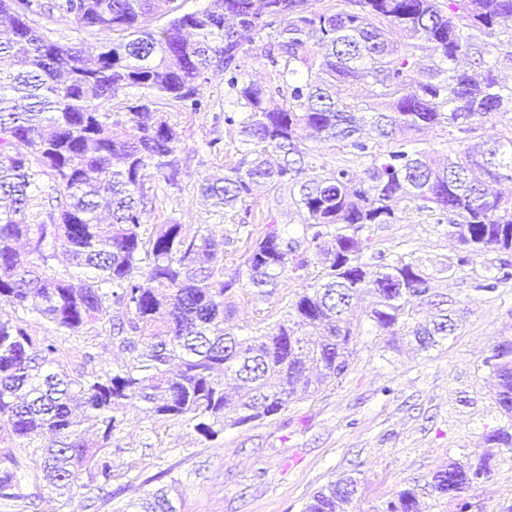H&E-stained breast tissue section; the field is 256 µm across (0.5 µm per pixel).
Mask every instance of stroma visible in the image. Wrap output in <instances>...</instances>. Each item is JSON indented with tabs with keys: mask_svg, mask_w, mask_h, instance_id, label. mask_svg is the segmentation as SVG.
Returning a JSON list of instances; mask_svg holds the SVG:
<instances>
[{
	"mask_svg": "<svg viewBox=\"0 0 512 512\" xmlns=\"http://www.w3.org/2000/svg\"><path fill=\"white\" fill-rule=\"evenodd\" d=\"M205 111L189 112L162 103L181 141L180 184L149 183L151 201L143 216L148 231L178 224L185 235L206 228L224 244V267H241L256 238L268 227L302 241L304 214L296 194L273 184L255 187L245 203L215 216L203 199V179L221 176L238 164L243 149L240 125L226 124L233 111L223 74L209 73L202 87ZM219 141L220 151L207 147ZM392 224H375L367 234L373 249L408 253L434 279L437 301L459 310V326L442 345L421 351L401 342L391 348L385 337L363 326L352 367L340 383L320 386L292 402L281 414L234 425L208 439L193 423L150 411L139 400L118 412L119 426L105 453L112 459V481L98 489L90 472L70 493L60 494L43 478L30 450H20V481L14 495L0 494V512H122L131 501L166 489L176 512H301L312 494L351 471L359 484L351 508L372 512L409 484H425L450 461L488 454L484 433L499 424L494 402L497 381L482 365L495 345L512 337V282L497 292L481 291L487 267L499 253L475 257L453 276L440 268L459 252L446 226L399 206ZM320 269L312 258L308 270L288 273L264 302L253 301L249 288L237 289L230 326L270 330L291 300L307 288ZM122 311L105 304L87 333L70 335L35 312L0 301V320L22 326L35 343L56 351L48 370L77 377L92 371H120L128 359L119 347L115 324ZM94 361H86V351ZM472 512H504L512 505V465L474 493Z\"/></svg>",
	"mask_w": 512,
	"mask_h": 512,
	"instance_id": "obj_1",
	"label": "stroma"
}]
</instances>
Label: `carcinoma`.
<instances>
[{
  "instance_id": "1",
  "label": "carcinoma",
  "mask_w": 512,
  "mask_h": 512,
  "mask_svg": "<svg viewBox=\"0 0 512 512\" xmlns=\"http://www.w3.org/2000/svg\"><path fill=\"white\" fill-rule=\"evenodd\" d=\"M173 0H0V301L31 309L67 330L84 333L106 302L124 309L121 349L130 355L118 373L91 372L77 379L47 373L32 356L26 329L0 322V419L39 457L54 486L77 483L94 464L99 485L112 480L108 448L125 401L139 399L159 414L195 422L212 438L234 424L275 416L308 392L307 371L341 382L351 367L361 322L349 317L361 292L375 296L367 322L378 332L411 336L428 349L453 335L452 311L417 320L411 307L431 296V277L406 253L371 249L363 232L390 224L404 203L437 224L461 247L458 271L472 257L512 253V198L492 194L489 183L512 182V136L475 140L474 120L512 112V84L495 74L512 49V0H349L341 11L314 10L309 0H211L208 9L173 14ZM58 13L79 29L104 34L96 51L60 43L30 23ZM169 15L159 30L156 15ZM263 48L277 68L278 85L240 78V53ZM419 70L421 80L410 81ZM210 71L224 73L242 119L245 149L224 177L205 180L203 196L215 213L272 182L298 193L310 244L323 255L317 278L267 333L224 329L232 311L226 296L240 271L224 274V247L209 230L189 238L180 224L143 236L146 185H178L179 133L156 110L170 101L190 112L206 107L201 86ZM338 83H364L365 99H338ZM126 87L141 95L122 112L104 109ZM130 134L116 137L113 128ZM452 128L465 147L442 168L417 149L415 134ZM304 128L319 142H334L369 160L361 180L339 165L303 181L315 157L301 147ZM388 149L380 150L381 143ZM279 153L267 165L258 147ZM299 241L267 231L245 260L254 296L264 299L284 273L306 269ZM85 270L78 283L57 271L59 251ZM512 280V263L487 268L481 290ZM321 337L310 344L296 331ZM482 365L497 379L495 403L506 422L486 441L512 455V340L495 346ZM239 385L230 393L221 375ZM87 413L99 439L86 440L74 411ZM49 432L54 440L39 444ZM0 491L15 487V457H0ZM492 458L455 460L432 476V492L469 512L471 492L494 471ZM350 474L318 491L302 512H346L357 490ZM145 512H175L158 490ZM379 512H418L417 491L407 486Z\"/></svg>"
}]
</instances>
